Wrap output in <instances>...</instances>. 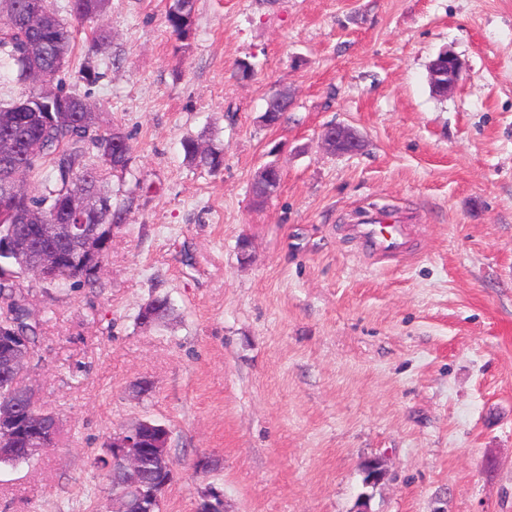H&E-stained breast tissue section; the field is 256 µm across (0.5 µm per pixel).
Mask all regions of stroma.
<instances>
[{"label": "stroma", "instance_id": "1", "mask_svg": "<svg viewBox=\"0 0 512 512\" xmlns=\"http://www.w3.org/2000/svg\"><path fill=\"white\" fill-rule=\"evenodd\" d=\"M169 4L112 0L101 77L77 85L131 138L108 180L127 214L96 287L23 279L29 379L61 435L0 466V512L111 507L90 457L144 417L177 464L163 512L209 485L226 512H354L372 458L371 512H512V0H196L182 39ZM444 49L462 67L442 97ZM331 124L363 149L329 151ZM200 135L220 173L187 163ZM273 156L279 189L255 204ZM369 205L415 213L410 252L365 258ZM157 295L171 315L139 325ZM460 69L461 61L455 53L448 50L439 52L430 69V81L434 90L445 96L453 92Z\"/></svg>", "mask_w": 512, "mask_h": 512}]
</instances>
